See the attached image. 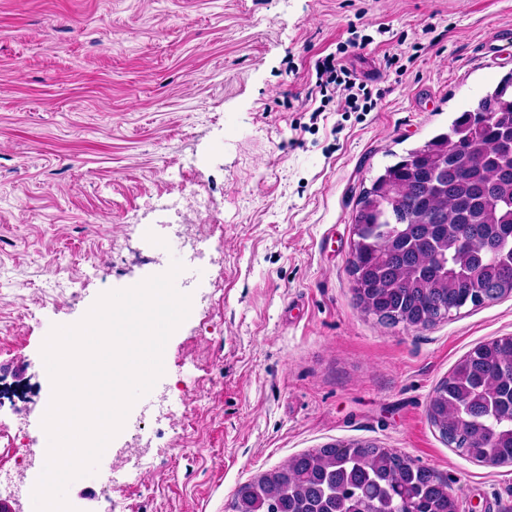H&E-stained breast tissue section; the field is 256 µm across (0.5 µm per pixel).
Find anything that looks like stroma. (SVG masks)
<instances>
[{
  "label": "stroma",
  "mask_w": 512,
  "mask_h": 512,
  "mask_svg": "<svg viewBox=\"0 0 512 512\" xmlns=\"http://www.w3.org/2000/svg\"><path fill=\"white\" fill-rule=\"evenodd\" d=\"M504 28L512 0H0V512H30L41 462L16 466L11 438L44 439L52 326L166 272L179 241L154 243V205L194 191L212 202L195 309L76 512H234L241 485L352 439L446 477L458 512H512V464L461 455L426 413L461 357L512 335V297L385 326L349 274L360 193L512 74ZM366 35L340 62L384 96L347 112L314 64Z\"/></svg>",
  "instance_id": "stroma-1"
}]
</instances>
